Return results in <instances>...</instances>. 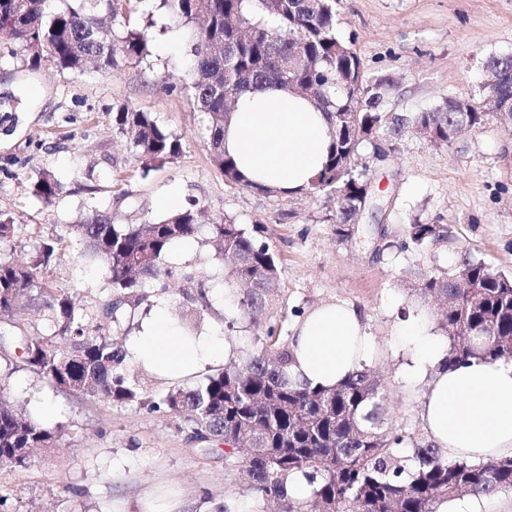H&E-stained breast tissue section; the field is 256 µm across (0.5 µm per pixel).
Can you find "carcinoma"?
I'll use <instances>...</instances> for the list:
<instances>
[{
  "instance_id": "1",
  "label": "carcinoma",
  "mask_w": 512,
  "mask_h": 512,
  "mask_svg": "<svg viewBox=\"0 0 512 512\" xmlns=\"http://www.w3.org/2000/svg\"><path fill=\"white\" fill-rule=\"evenodd\" d=\"M0 0V42L26 52L30 63L47 62L61 72L86 65L110 74L120 63L150 56L149 25L138 15L141 0ZM160 11L192 30L188 91L203 114L213 165L234 185L272 193L247 181L224 152V125L238 99L269 86L298 84L313 91L311 101L331 127L332 147L309 192L336 204V235L351 237L357 210L369 198L359 170L362 143L384 130L401 132L396 117L378 110L380 93L367 88L361 111H346L347 83L363 76L355 51L336 35L335 0H154ZM300 53L305 65L288 71V56ZM479 98H448L413 124L436 147L453 144L451 133L475 129L500 112L512 113V56L491 57L483 66ZM112 125L125 136L128 151L143 172L174 162L181 138L150 112L122 105ZM60 188L46 171L32 194L52 202ZM24 233L21 224L0 218V245ZM206 234L219 247L230 271L224 296L236 308L224 316L227 328L243 317L252 321L281 296V269L260 228L247 230L192 202L142 224H115L112 214L89 210L64 234L35 245L28 262L0 252V314L14 316L19 303L45 312L49 335H22L0 329V342L14 347L27 368L54 387L110 406L136 403L150 411L184 415L190 437L224 446V466L244 470L249 490L277 500L282 512H437L440 502L464 494H512V459L471 463L447 457L434 445L404 453V436L385 428L386 394L361 367L333 388H310L288 376V312L251 339L239 361L190 385H177L159 400L130 380L127 350L113 343L101 323L73 302L47 271L72 243L108 272L109 299L101 316L113 324L146 298L145 289L170 277L163 257L185 241ZM404 245L423 247L448 238L441 224L408 225ZM189 306L177 317L185 335L198 333L210 306L213 285L201 275L182 274ZM416 291L441 311L438 329L448 338L445 362L454 367L471 357L490 362L512 359V275L495 272L465 256L458 266L425 275ZM60 429L38 423L13 403L0 400V465L24 467L25 448H50ZM302 473L310 496L285 495L288 476Z\"/></svg>"
}]
</instances>
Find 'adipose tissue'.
Returning a JSON list of instances; mask_svg holds the SVG:
<instances>
[{
  "mask_svg": "<svg viewBox=\"0 0 512 512\" xmlns=\"http://www.w3.org/2000/svg\"><path fill=\"white\" fill-rule=\"evenodd\" d=\"M331 135L307 98L266 88L242 96L224 130V148L249 180L291 195L305 192L323 169ZM412 345L407 378L428 377L422 418L430 441L471 462L512 458V362L473 357L450 369L447 350L421 321L402 328ZM134 362L158 379L182 381L228 357L222 336H183L168 307L157 305L129 342ZM293 381L330 388L369 356L371 343L357 310L323 304L301 319L290 341Z\"/></svg>",
  "mask_w": 512,
  "mask_h": 512,
  "instance_id": "ef3b65f1",
  "label": "adipose tissue"
}]
</instances>
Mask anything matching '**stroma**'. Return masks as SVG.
Listing matches in <instances>:
<instances>
[{"label":"stroma","mask_w":512,"mask_h":512,"mask_svg":"<svg viewBox=\"0 0 512 512\" xmlns=\"http://www.w3.org/2000/svg\"><path fill=\"white\" fill-rule=\"evenodd\" d=\"M141 8L152 19L151 55L109 75L63 73L0 49V214L26 227L11 244L12 257L27 259L38 242L94 206L110 210L117 224L159 217L174 192L245 227L264 225L280 262L282 301L305 312L337 300L359 310L373 344L366 365L387 393L389 427L427 442L421 408L428 381L402 374L410 351L399 329L427 307L410 285L453 268L465 251L512 275V130L491 119L438 148L408 125L398 137L364 142L359 165L368 171L371 200L342 241L336 206L323 197L226 182L185 88L190 36L151 0ZM335 8L338 37L352 43L367 84H381L379 109L391 116L408 119L448 98H472L486 60L512 56V0H336ZM123 104L152 113L181 137L184 151L174 163L145 175L137 170L112 127ZM46 170L61 181L49 203L32 194ZM416 221L444 225L447 242L402 248ZM383 239L392 249L378 251ZM174 261L218 284L227 272L205 239ZM49 274L84 309L107 297L106 269L82 260L79 246ZM201 326L224 337L233 360L256 332L247 321L227 329L217 295ZM0 364L14 368L0 392L63 428L58 445L35 451L28 468L0 466L9 512H140L147 498L172 504L173 512H215L229 501L240 512H262L244 476L225 470L223 449L188 440L182 418L53 388L8 347H0Z\"/></svg>","instance_id":"stroma-1"}]
</instances>
